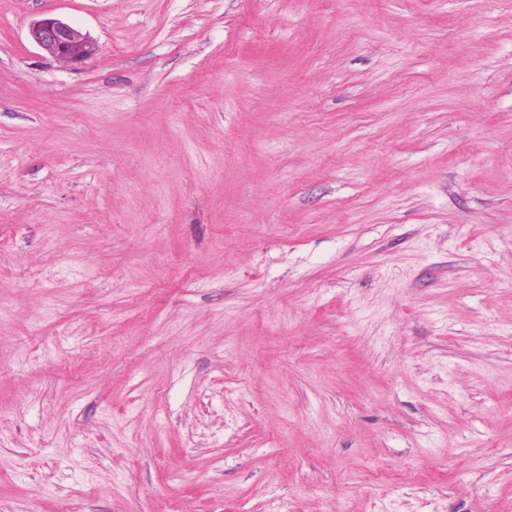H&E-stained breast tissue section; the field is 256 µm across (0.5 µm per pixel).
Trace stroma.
<instances>
[{"label": "stroma", "mask_w": 512, "mask_h": 512, "mask_svg": "<svg viewBox=\"0 0 512 512\" xmlns=\"http://www.w3.org/2000/svg\"><path fill=\"white\" fill-rule=\"evenodd\" d=\"M0 512H512V0H0ZM28 35L48 57L64 66H82L97 53V45L92 39L53 15L34 20Z\"/></svg>", "instance_id": "obj_1"}]
</instances>
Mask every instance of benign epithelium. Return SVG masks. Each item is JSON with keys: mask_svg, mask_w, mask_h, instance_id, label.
I'll list each match as a JSON object with an SVG mask.
<instances>
[{"mask_svg": "<svg viewBox=\"0 0 512 512\" xmlns=\"http://www.w3.org/2000/svg\"><path fill=\"white\" fill-rule=\"evenodd\" d=\"M28 35L48 57L64 66H81L97 53V45L92 39L53 15L33 21Z\"/></svg>", "mask_w": 512, "mask_h": 512, "instance_id": "benign-epithelium-1", "label": "benign epithelium"}]
</instances>
